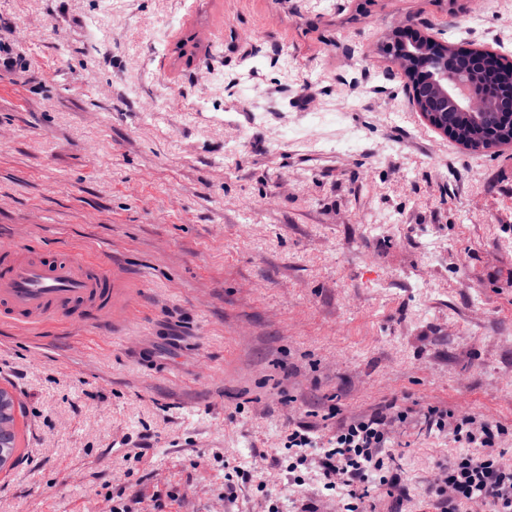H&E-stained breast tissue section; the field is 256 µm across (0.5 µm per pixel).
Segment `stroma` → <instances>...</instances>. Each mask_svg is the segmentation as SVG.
Here are the masks:
<instances>
[{
    "mask_svg": "<svg viewBox=\"0 0 512 512\" xmlns=\"http://www.w3.org/2000/svg\"><path fill=\"white\" fill-rule=\"evenodd\" d=\"M457 2L0 0V252L115 281L111 324L0 322V512H345L288 431L324 448L391 399L484 416L512 460V146L441 134L378 52L411 27L512 59V0ZM395 437L401 512H436L459 445Z\"/></svg>",
    "mask_w": 512,
    "mask_h": 512,
    "instance_id": "stroma-1",
    "label": "stroma"
}]
</instances>
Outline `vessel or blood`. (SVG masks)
Listing matches in <instances>:
<instances>
[{"mask_svg": "<svg viewBox=\"0 0 512 512\" xmlns=\"http://www.w3.org/2000/svg\"><path fill=\"white\" fill-rule=\"evenodd\" d=\"M112 269L101 259L66 252L54 259L28 249L0 257V319L37 328L66 325L87 306L112 317Z\"/></svg>", "mask_w": 512, "mask_h": 512, "instance_id": "b4317fda", "label": "vessel or blood"}]
</instances>
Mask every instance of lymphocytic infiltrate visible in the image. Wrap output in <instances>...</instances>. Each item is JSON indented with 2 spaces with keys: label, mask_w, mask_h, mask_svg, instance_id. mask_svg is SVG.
<instances>
[{
  "label": "lymphocytic infiltrate",
  "mask_w": 512,
  "mask_h": 512,
  "mask_svg": "<svg viewBox=\"0 0 512 512\" xmlns=\"http://www.w3.org/2000/svg\"><path fill=\"white\" fill-rule=\"evenodd\" d=\"M412 418L410 409L391 400L337 427L332 447L320 457V468L328 485L346 491V512H373L370 477H378L388 495L401 491L402 477L391 448L395 431ZM420 418L428 430L448 433L454 442L469 447L440 468L442 476L433 484L440 512H457L464 502L481 503L487 512H512V468L503 464L496 448L502 427L440 407L428 408Z\"/></svg>",
  "instance_id": "obj_1"
}]
</instances>
